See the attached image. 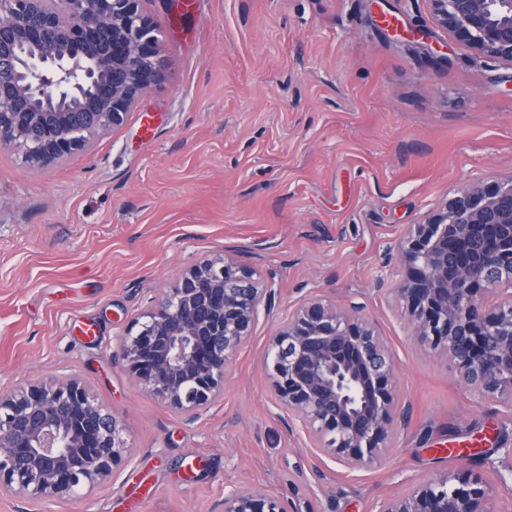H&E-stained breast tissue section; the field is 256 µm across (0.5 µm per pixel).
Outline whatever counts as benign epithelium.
<instances>
[{
    "mask_svg": "<svg viewBox=\"0 0 512 512\" xmlns=\"http://www.w3.org/2000/svg\"><path fill=\"white\" fill-rule=\"evenodd\" d=\"M438 22L475 53L512 62V0H429ZM161 77L158 30L141 0H0V147L27 146L47 167L123 125ZM391 292L414 341L452 359L479 398L512 408V182H476L401 247ZM272 287L226 258H203L150 300L120 345L137 384L193 422L224 396ZM277 401L313 447L350 467L390 450L404 417L398 368L356 305L311 299L272 337ZM125 425L71 376L0 393V493L34 500L88 491L124 458ZM490 489L459 474L383 500L377 512H493ZM224 512H284L263 489L232 491Z\"/></svg>",
    "mask_w": 512,
    "mask_h": 512,
    "instance_id": "obj_1",
    "label": "benign epithelium"
}]
</instances>
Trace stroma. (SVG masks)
<instances>
[{"instance_id":"35a3bbf8","label":"stroma","mask_w":512,"mask_h":512,"mask_svg":"<svg viewBox=\"0 0 512 512\" xmlns=\"http://www.w3.org/2000/svg\"><path fill=\"white\" fill-rule=\"evenodd\" d=\"M161 80L93 149L41 169L0 148V392L76 375L126 426L93 492L0 512H220L259 486L287 512H375L462 474L512 512V413L417 347L388 303L399 244L458 190L512 179V62L476 54L429 0H143ZM395 25L383 22L384 16ZM272 284L224 386L194 421L133 384L120 344L202 257ZM311 298L363 306L398 366L390 461L316 458L276 404L264 356ZM97 323L87 342L76 327Z\"/></svg>"}]
</instances>
